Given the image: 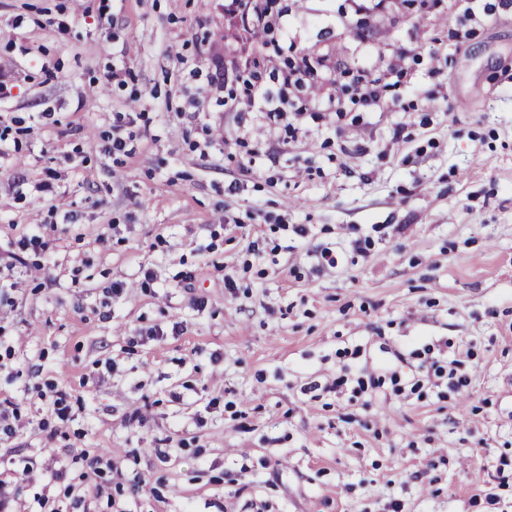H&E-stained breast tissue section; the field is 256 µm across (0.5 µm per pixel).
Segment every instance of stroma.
Here are the masks:
<instances>
[{"mask_svg": "<svg viewBox=\"0 0 512 512\" xmlns=\"http://www.w3.org/2000/svg\"><path fill=\"white\" fill-rule=\"evenodd\" d=\"M224 4L0 0L8 512H512V0ZM251 91L256 112H266L269 119H275L279 116V112H281L280 106L274 101L265 86L253 84ZM20 409L15 401H0V430L5 435L15 434L23 427Z\"/></svg>", "mask_w": 512, "mask_h": 512, "instance_id": "1", "label": "stroma"}]
</instances>
